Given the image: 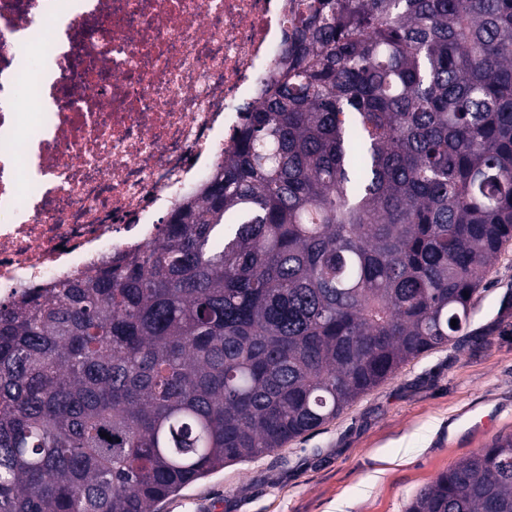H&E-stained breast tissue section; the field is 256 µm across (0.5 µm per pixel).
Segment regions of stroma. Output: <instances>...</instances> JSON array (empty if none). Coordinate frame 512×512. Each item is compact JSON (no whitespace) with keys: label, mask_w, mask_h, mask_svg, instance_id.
Returning <instances> with one entry per match:
<instances>
[{"label":"stroma","mask_w":512,"mask_h":512,"mask_svg":"<svg viewBox=\"0 0 512 512\" xmlns=\"http://www.w3.org/2000/svg\"><path fill=\"white\" fill-rule=\"evenodd\" d=\"M511 434L512 247L447 345L410 360L336 419L225 466L153 512H405L440 473Z\"/></svg>","instance_id":"35a3bbf8"}]
</instances>
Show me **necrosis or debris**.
<instances>
[{"label":"necrosis or debris","mask_w":512,"mask_h":512,"mask_svg":"<svg viewBox=\"0 0 512 512\" xmlns=\"http://www.w3.org/2000/svg\"><path fill=\"white\" fill-rule=\"evenodd\" d=\"M291 0H0V302L152 243L273 76Z\"/></svg>","instance_id":"4bbe7bcc"}]
</instances>
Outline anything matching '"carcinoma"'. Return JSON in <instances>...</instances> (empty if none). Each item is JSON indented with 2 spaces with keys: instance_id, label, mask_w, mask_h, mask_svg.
<instances>
[{
  "instance_id": "obj_1",
  "label": "carcinoma",
  "mask_w": 512,
  "mask_h": 512,
  "mask_svg": "<svg viewBox=\"0 0 512 512\" xmlns=\"http://www.w3.org/2000/svg\"><path fill=\"white\" fill-rule=\"evenodd\" d=\"M290 23L153 243L0 303V512H149L467 325L512 244V0H299ZM406 512H512V435Z\"/></svg>"
}]
</instances>
